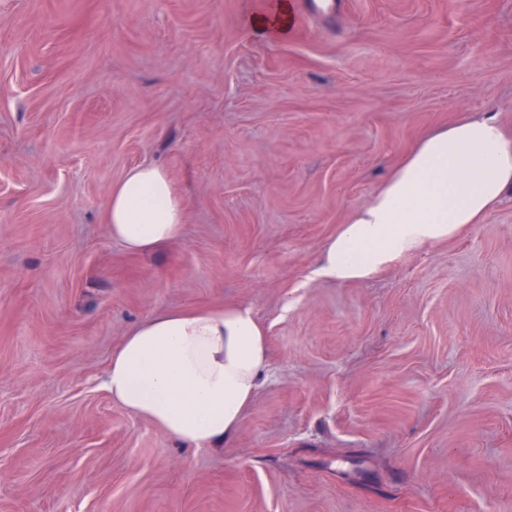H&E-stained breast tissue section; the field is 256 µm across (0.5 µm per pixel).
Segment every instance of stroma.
I'll return each mask as SVG.
<instances>
[{
	"instance_id": "stroma-1",
	"label": "stroma",
	"mask_w": 512,
	"mask_h": 512,
	"mask_svg": "<svg viewBox=\"0 0 512 512\" xmlns=\"http://www.w3.org/2000/svg\"><path fill=\"white\" fill-rule=\"evenodd\" d=\"M0 0V512H512V203L387 272L310 277L424 134L512 127V0ZM138 165L185 204L152 255L102 213ZM239 304L270 364L232 441L113 403V351Z\"/></svg>"
}]
</instances>
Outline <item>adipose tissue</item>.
I'll list each match as a JSON object with an SVG mask.
<instances>
[{
    "label": "adipose tissue",
    "mask_w": 512,
    "mask_h": 512,
    "mask_svg": "<svg viewBox=\"0 0 512 512\" xmlns=\"http://www.w3.org/2000/svg\"><path fill=\"white\" fill-rule=\"evenodd\" d=\"M512 198V131L496 113L460 117L420 138L381 186L323 244L312 278L364 281L428 245L449 241ZM184 209L167 174L130 169L102 221L144 254L178 238ZM269 364L266 332L250 308L166 310L137 323L115 349L104 388L113 402L185 445L232 439Z\"/></svg>",
    "instance_id": "obj_1"
}]
</instances>
